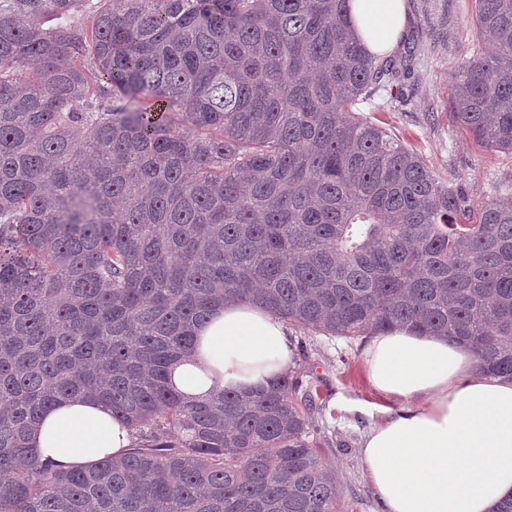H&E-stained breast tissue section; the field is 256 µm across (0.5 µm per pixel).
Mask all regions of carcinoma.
<instances>
[{
	"label": "carcinoma",
	"instance_id": "carcinoma-1",
	"mask_svg": "<svg viewBox=\"0 0 512 512\" xmlns=\"http://www.w3.org/2000/svg\"><path fill=\"white\" fill-rule=\"evenodd\" d=\"M83 2L0 0V512H336L292 371L169 386L228 299L512 377V185L474 212L354 112L406 61L363 50L348 0H100L88 30ZM473 2L453 118L512 153V0ZM77 395L131 429L123 457L39 460Z\"/></svg>",
	"mask_w": 512,
	"mask_h": 512
}]
</instances>
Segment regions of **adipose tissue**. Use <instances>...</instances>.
Returning a JSON list of instances; mask_svg holds the SVG:
<instances>
[{
	"instance_id": "ef3b65f1",
	"label": "adipose tissue",
	"mask_w": 512,
	"mask_h": 512,
	"mask_svg": "<svg viewBox=\"0 0 512 512\" xmlns=\"http://www.w3.org/2000/svg\"><path fill=\"white\" fill-rule=\"evenodd\" d=\"M349 7L367 51L382 56L396 47L406 0H349ZM292 352L281 319L227 301L197 328L170 382L190 402L264 386L287 370ZM362 361L372 387L394 405L359 449L384 512H491L512 496L511 379L484 375L466 345L405 329L374 337ZM30 442L42 460L66 469L121 456L133 438L108 408L73 397L42 414Z\"/></svg>"
}]
</instances>
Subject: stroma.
<instances>
[{
	"label": "stroma",
	"mask_w": 512,
	"mask_h": 512,
	"mask_svg": "<svg viewBox=\"0 0 512 512\" xmlns=\"http://www.w3.org/2000/svg\"><path fill=\"white\" fill-rule=\"evenodd\" d=\"M407 0L406 32L394 50L410 55L411 70L389 81L358 113L388 129L417 151L432 174L461 183L470 206L498 184L512 183V154L485 148L452 117L448 74L468 55L472 0ZM291 367L304 370L313 406V442L339 484L337 512H382L364 473L360 441L382 417V398L370 385L362 362L367 338L331 336L290 327Z\"/></svg>",
	"instance_id": "1"
}]
</instances>
